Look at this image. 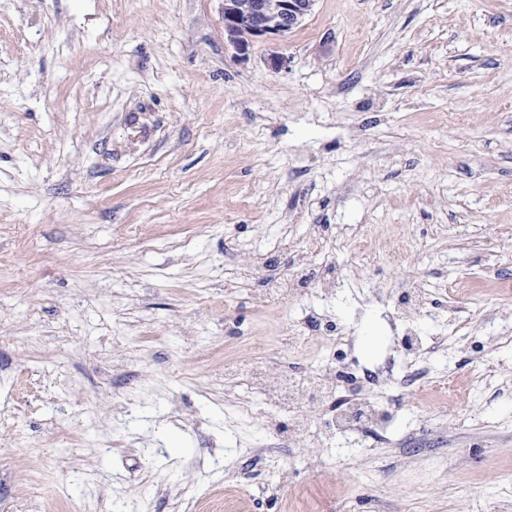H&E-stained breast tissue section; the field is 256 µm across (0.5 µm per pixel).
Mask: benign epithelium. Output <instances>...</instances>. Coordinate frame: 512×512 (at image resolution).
Instances as JSON below:
<instances>
[{
	"label": "benign epithelium",
	"mask_w": 512,
	"mask_h": 512,
	"mask_svg": "<svg viewBox=\"0 0 512 512\" xmlns=\"http://www.w3.org/2000/svg\"><path fill=\"white\" fill-rule=\"evenodd\" d=\"M317 0H223L224 42L244 58L253 44L285 37L314 10Z\"/></svg>",
	"instance_id": "1"
}]
</instances>
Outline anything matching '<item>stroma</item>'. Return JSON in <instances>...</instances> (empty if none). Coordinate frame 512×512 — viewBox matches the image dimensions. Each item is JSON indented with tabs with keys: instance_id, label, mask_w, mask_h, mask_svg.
I'll list each match as a JSON object with an SVG mask.
<instances>
[{
	"instance_id": "1",
	"label": "stroma",
	"mask_w": 512,
	"mask_h": 512,
	"mask_svg": "<svg viewBox=\"0 0 512 512\" xmlns=\"http://www.w3.org/2000/svg\"><path fill=\"white\" fill-rule=\"evenodd\" d=\"M294 255L343 286L255 303ZM411 282L443 342L407 387ZM311 306L348 341L288 348ZM326 359L374 376L387 431L323 440L325 407L255 464L251 368ZM229 484L225 512H512V0H317L244 59L221 0H0V512Z\"/></svg>"
}]
</instances>
